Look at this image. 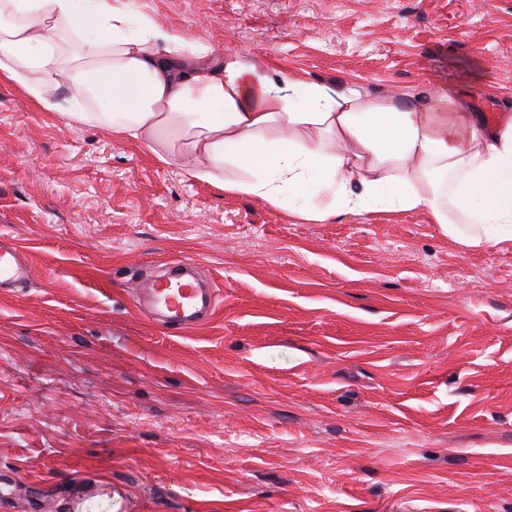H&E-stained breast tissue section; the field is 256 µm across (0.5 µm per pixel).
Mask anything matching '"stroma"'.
<instances>
[{
    "mask_svg": "<svg viewBox=\"0 0 512 512\" xmlns=\"http://www.w3.org/2000/svg\"><path fill=\"white\" fill-rule=\"evenodd\" d=\"M218 58L512 118V0H135ZM478 72L481 86L469 78ZM0 512H512V248L310 224L0 84ZM214 288L184 332L136 298ZM29 270L21 260L17 249L0 243V288L13 285L28 277Z\"/></svg>",
    "mask_w": 512,
    "mask_h": 512,
    "instance_id": "1",
    "label": "stroma"
}]
</instances>
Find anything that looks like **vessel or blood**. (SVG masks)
I'll return each mask as SVG.
<instances>
[{
	"mask_svg": "<svg viewBox=\"0 0 512 512\" xmlns=\"http://www.w3.org/2000/svg\"><path fill=\"white\" fill-rule=\"evenodd\" d=\"M29 270L15 247L0 243V286L13 285L28 277ZM213 297L204 295L197 284L189 280H161L148 290V300L141 306L142 313L188 331L200 322L202 311L212 310Z\"/></svg>",
	"mask_w": 512,
	"mask_h": 512,
	"instance_id": "vessel-or-blood-1",
	"label": "vessel or blood"
}]
</instances>
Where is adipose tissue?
Segmentation results:
<instances>
[{"label":"adipose tissue","instance_id":"obj_1","mask_svg":"<svg viewBox=\"0 0 512 512\" xmlns=\"http://www.w3.org/2000/svg\"><path fill=\"white\" fill-rule=\"evenodd\" d=\"M210 54L133 0H0V80L42 111L313 224L420 212L462 249L512 246V121L445 86L425 109Z\"/></svg>","mask_w":512,"mask_h":512}]
</instances>
